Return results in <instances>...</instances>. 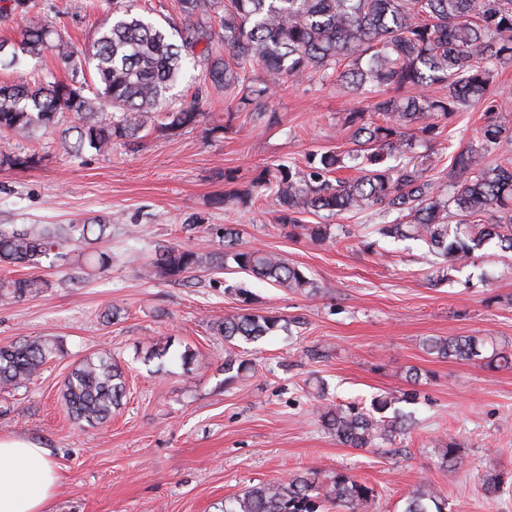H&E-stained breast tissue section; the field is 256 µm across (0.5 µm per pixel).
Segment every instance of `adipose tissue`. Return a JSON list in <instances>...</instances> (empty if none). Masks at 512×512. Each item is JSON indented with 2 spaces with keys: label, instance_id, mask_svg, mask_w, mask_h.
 <instances>
[{
  "label": "adipose tissue",
  "instance_id": "obj_1",
  "mask_svg": "<svg viewBox=\"0 0 512 512\" xmlns=\"http://www.w3.org/2000/svg\"><path fill=\"white\" fill-rule=\"evenodd\" d=\"M58 482L47 449L22 438H0V512H45Z\"/></svg>",
  "mask_w": 512,
  "mask_h": 512
}]
</instances>
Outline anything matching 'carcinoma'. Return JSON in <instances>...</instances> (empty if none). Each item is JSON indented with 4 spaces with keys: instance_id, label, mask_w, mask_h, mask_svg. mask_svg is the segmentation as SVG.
I'll list each match as a JSON object with an SVG mask.
<instances>
[{
    "instance_id": "1",
    "label": "carcinoma",
    "mask_w": 512,
    "mask_h": 512,
    "mask_svg": "<svg viewBox=\"0 0 512 512\" xmlns=\"http://www.w3.org/2000/svg\"><path fill=\"white\" fill-rule=\"evenodd\" d=\"M180 24L163 26L132 13L105 19L99 36L85 48H75L51 27L28 25L5 67L19 68L47 51L56 53L70 73L68 81L30 85H0V134L29 137L55 130L65 113L76 121L61 136L67 154L87 150L112 152V143L130 141L146 127L177 135L203 121L202 97L196 96L176 111L165 110L170 92L190 68L204 67L207 84L216 91L251 103L269 91V85L299 80L309 73L333 77L336 84L357 95H372L387 86L413 88L408 97L373 98L370 108L382 123L366 122L361 112H350L344 124L353 129L357 148L347 155L326 151L309 159L310 171L294 165L263 168L248 185L228 176L223 206H246L256 194L269 191L279 206V221L304 231L314 243L326 240L328 225L304 224L300 215L326 211L331 215L374 209L397 217L375 226L374 232L394 242L413 240L435 257L432 276L444 278L441 263L475 254L485 242L497 241L503 253H512V162L494 166L484 161L491 144L512 136V121L491 116L481 132V148L469 146L452 156L453 183L425 176L426 168L410 155L412 143L404 129L416 124L431 134V120L468 104H483L489 86L488 65L512 61V0H179ZM218 21L224 53L213 51L211 22ZM204 48H199V45ZM261 67L260 83L248 66ZM437 86L438 94L422 93ZM37 152L16 151L0 144V171L37 167ZM359 166L356 179H329L331 173ZM455 210L456 224L448 223ZM106 225L98 220L53 227L0 226V268L28 269L12 277L0 276V303L9 305L36 297L49 288L37 273L42 259L55 254L71 261L67 245L103 237ZM224 250L200 252L168 245L155 254L145 277L182 281L202 268H233L255 279L292 292L313 293L316 285L298 266L280 255L240 248L236 233L220 228ZM84 264L99 273L112 265L106 251L80 253ZM233 292L247 305L243 312L213 323L224 342L255 343L282 328L277 315L251 307L253 293L242 287ZM477 336L429 337L423 349L443 359L484 361L489 367H512V351ZM62 352L49 336H28L0 347V391L30 383L44 365ZM126 395L124 371L109 352L84 357L67 375L62 399L71 418L95 426L112 419ZM415 389L402 397H380L370 407L354 403L322 406L320 417L336 441L365 449L379 442L393 444L412 428V416L395 407L414 404ZM443 459L448 469L465 466L457 443L450 439ZM375 490L348 470L318 480L315 472L294 475L285 482L259 483L224 506V512H365ZM426 486L406 494L403 512H444Z\"/></svg>"
}]
</instances>
